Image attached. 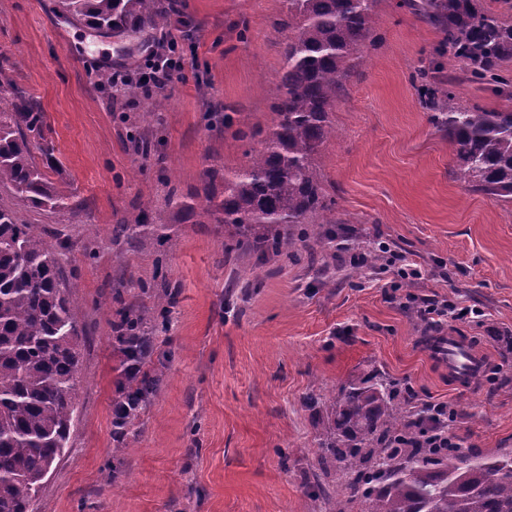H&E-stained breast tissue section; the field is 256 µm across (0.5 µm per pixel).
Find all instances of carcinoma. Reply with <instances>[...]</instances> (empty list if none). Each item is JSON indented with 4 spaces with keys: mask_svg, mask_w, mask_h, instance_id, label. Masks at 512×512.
Instances as JSON below:
<instances>
[{
    "mask_svg": "<svg viewBox=\"0 0 512 512\" xmlns=\"http://www.w3.org/2000/svg\"><path fill=\"white\" fill-rule=\"evenodd\" d=\"M282 67L264 128L249 112L224 113V129L244 151L236 169H209L224 194L202 203L169 198L197 224H222L235 244L264 256L296 251L303 224L323 226L331 199L323 191L318 158L336 138V100L377 36L379 0H286ZM397 6L443 38L419 70L421 99L448 138L456 178L495 202L512 203V108L460 103L443 74L448 51L471 80L496 94L512 88L502 75L512 60V23L479 0H398ZM175 4L163 0H60L59 17L99 34L123 36L169 26ZM46 159L41 167L35 151ZM44 113L0 72V188L23 207L66 210L71 195L57 186ZM144 216L123 219L116 236L131 238ZM57 254L37 227L0 205V512H29L46 478L64 456L81 390L82 329ZM410 396L373 373L343 385L331 404L321 443L328 469L354 475L336 488L334 512H512V453H466L437 448L430 410L409 407Z\"/></svg>",
    "mask_w": 512,
    "mask_h": 512,
    "instance_id": "cac0c4a2",
    "label": "carcinoma"
}]
</instances>
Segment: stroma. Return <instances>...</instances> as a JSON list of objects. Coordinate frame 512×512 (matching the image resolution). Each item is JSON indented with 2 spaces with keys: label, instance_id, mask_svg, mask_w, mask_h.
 <instances>
[{
  "label": "stroma",
  "instance_id": "stroma-1",
  "mask_svg": "<svg viewBox=\"0 0 512 512\" xmlns=\"http://www.w3.org/2000/svg\"><path fill=\"white\" fill-rule=\"evenodd\" d=\"M396 3L377 7L381 40L337 101L338 135L319 159L335 235L264 258L225 253L223 225L192 223L168 200L220 192L205 171L243 163L218 112L270 125L285 0H177L195 52L154 120L142 117L144 99L99 76L134 69L163 43L159 32L105 38L57 17V0H0V71L39 104L48 175L72 196L70 209L25 208L20 220L60 252L84 331L74 432L32 512H331L326 492L340 478L320 464L327 413L340 386L373 372L416 404L447 403L461 448L512 451V205L456 179L452 147L415 89L441 35ZM444 64L461 102L512 108L456 58ZM135 134L152 140L150 154L134 149ZM141 213L138 239L115 238L118 218ZM383 244L422 279L401 288L396 267L371 265ZM150 291L168 300L142 371L163 370L164 383L120 445L112 326ZM426 297L467 309L442 329L484 353V380L463 384L439 365Z\"/></svg>",
  "mask_w": 512,
  "mask_h": 512
}]
</instances>
